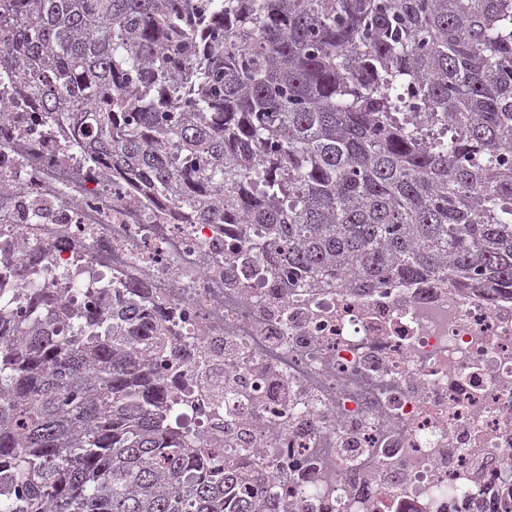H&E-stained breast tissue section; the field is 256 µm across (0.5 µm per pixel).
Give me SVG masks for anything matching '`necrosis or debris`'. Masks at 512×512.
Instances as JSON below:
<instances>
[{"label": "necrosis or debris", "instance_id": "4bbe7bcc", "mask_svg": "<svg viewBox=\"0 0 512 512\" xmlns=\"http://www.w3.org/2000/svg\"><path fill=\"white\" fill-rule=\"evenodd\" d=\"M63 114L0 81V304L141 289L194 447L301 512H499L512 495V293L257 278V238L86 160Z\"/></svg>", "mask_w": 512, "mask_h": 512}]
</instances>
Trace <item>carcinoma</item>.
<instances>
[{"label":"carcinoma","instance_id":"obj_1","mask_svg":"<svg viewBox=\"0 0 512 512\" xmlns=\"http://www.w3.org/2000/svg\"><path fill=\"white\" fill-rule=\"evenodd\" d=\"M78 146L270 268L512 289V0H4ZM0 310V512H295L191 448L139 295Z\"/></svg>","mask_w":512,"mask_h":512}]
</instances>
